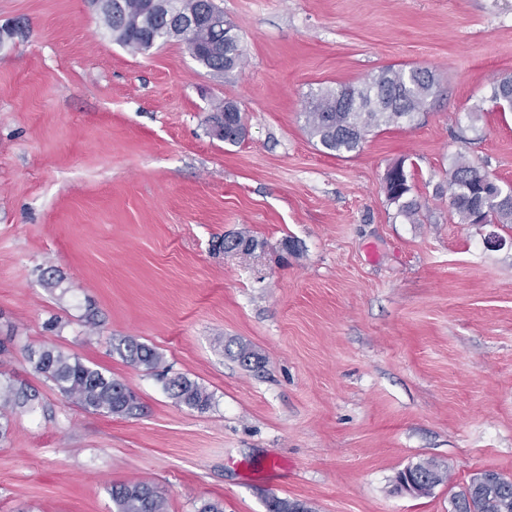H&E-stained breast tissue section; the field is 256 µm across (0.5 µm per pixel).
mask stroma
Listing matches in <instances>:
<instances>
[{
	"instance_id": "1",
	"label": "stroma",
	"mask_w": 512,
	"mask_h": 512,
	"mask_svg": "<svg viewBox=\"0 0 512 512\" xmlns=\"http://www.w3.org/2000/svg\"><path fill=\"white\" fill-rule=\"evenodd\" d=\"M216 2L246 52L220 79L174 41L131 54L88 0H0V371L38 395L0 441V512H112L134 481L169 512H453L473 474L512 477V224L459 223L446 194L460 152L512 187V112L490 99L512 0ZM388 66L435 73L427 112L321 152L307 98ZM224 98L234 145L208 133ZM399 161L416 224L384 192ZM238 233L256 246L218 249ZM128 337L210 408L127 363ZM46 342L124 382L137 415L69 402L26 359ZM424 458L450 482L397 491ZM224 116V132L221 134L215 130L214 123L220 120V116ZM209 134L220 141L228 144H237L243 137L240 135L242 130L245 131V124L241 109L234 100L224 99L216 103L209 117ZM164 389L177 403L191 409H207L211 402L210 395L197 382L183 375L165 377Z\"/></svg>"
}]
</instances>
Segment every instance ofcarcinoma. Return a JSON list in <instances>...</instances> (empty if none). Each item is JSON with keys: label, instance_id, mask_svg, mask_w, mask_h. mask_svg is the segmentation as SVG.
<instances>
[{"label": "carcinoma", "instance_id": "carcinoma-1", "mask_svg": "<svg viewBox=\"0 0 512 512\" xmlns=\"http://www.w3.org/2000/svg\"><path fill=\"white\" fill-rule=\"evenodd\" d=\"M177 13L164 15L156 10L153 0H102L99 18L117 44L134 53L148 52L145 35L163 31L164 42L185 45L194 60L212 76L221 78L239 69L245 61L244 51L235 26L224 21L219 35L222 50L194 55L197 48L214 40L204 28L193 36H182L181 29L170 27L179 18L202 20L224 10L215 0H176ZM437 92V79L432 72L412 67H387L360 87L342 86L314 95L303 112L304 128L310 138L326 154L343 157L356 153L377 129L410 124L425 111ZM491 100L502 109L512 110V76L492 83ZM245 129L238 103L226 99L216 103L209 117V134L228 144H237ZM397 172L386 176L384 191L388 201L410 223L420 221V206L411 198L413 184L405 169V161L392 165ZM483 172L464 154L454 159L448 179V200L452 213L462 224H475L483 217L491 224H512V189L486 186ZM126 362L147 371H156L164 360L154 348L134 338L123 340L117 347ZM28 361L34 372L53 383L68 400L86 411L115 416H131L140 410L135 393L123 382L100 369L85 364L79 357L51 345L30 352ZM164 389L177 403L191 409L209 407L211 397L195 381L183 375L165 379ZM36 394L24 384L7 379L0 381V438L7 435L10 416L35 400ZM418 476L425 478L424 494L448 480L447 469L434 460L414 464ZM112 502L116 512H168V498L147 482H128L112 486ZM455 512H512V478L498 472L488 477L476 473L460 493L454 495Z\"/></svg>", "mask_w": 512, "mask_h": 512}]
</instances>
